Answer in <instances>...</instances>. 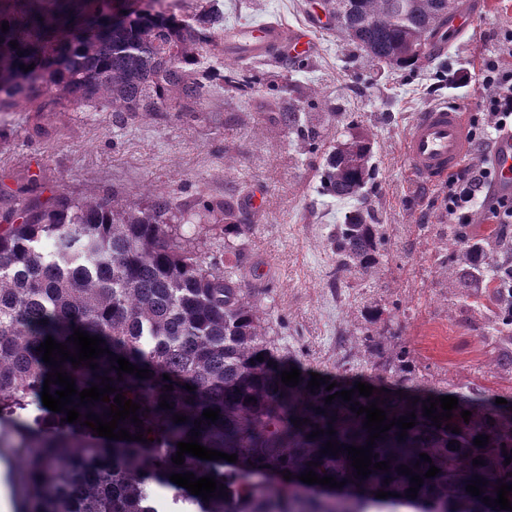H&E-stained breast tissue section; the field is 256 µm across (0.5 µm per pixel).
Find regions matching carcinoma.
<instances>
[{
	"instance_id": "carcinoma-1",
	"label": "carcinoma",
	"mask_w": 512,
	"mask_h": 512,
	"mask_svg": "<svg viewBox=\"0 0 512 512\" xmlns=\"http://www.w3.org/2000/svg\"><path fill=\"white\" fill-rule=\"evenodd\" d=\"M160 0H0V112L25 106L31 112L73 106L87 112L109 111L120 120L139 112H196L204 100L202 77L224 76V63L204 62V48L224 33L218 0L186 20L156 7ZM327 23L363 54L370 64L398 69L417 65L430 41L442 36L455 0H320ZM423 39L421 48L413 42ZM16 42L13 48L10 42ZM34 65L29 71L20 66ZM283 123L303 138L315 131L295 108L280 109ZM372 145L351 133L329 156L324 190L338 198L358 196L372 179ZM172 200L152 197L146 206L115 198H72L61 192L45 205H23L0 213V460L10 468L22 512H154L153 490L172 492L179 512H502L482 503L497 497L496 486L512 484V397L496 404V395L480 387H436L420 374L410 352L388 346L386 336L365 337L368 371L364 377L336 376L315 392L307 388L310 370L281 355L267 339L253 306L245 301L236 277L205 266L196 254L169 234ZM249 218L224 202V232L238 234ZM384 225L362 206L336 225L331 245L336 268L369 272L379 261ZM457 287L467 295L489 285L500 302L503 329L497 366L512 373V230L456 249L448 266ZM79 329L97 336L115 355L149 377L120 375L108 354L98 368L60 371L81 391L101 378L141 405L143 428L127 418L118 427L140 431L147 441L109 440L83 425L85 415L102 417L110 403L78 407L75 423L67 413L42 403L44 379L55 368L36 350L47 336L76 352L68 337ZM263 355L264 361L256 360ZM295 366L300 382H281ZM169 375L164 379L163 375ZM336 383L328 391L327 384ZM358 382L373 395L356 392L352 402L378 407L387 418L413 412L416 425L398 440L393 426L375 440L372 462L386 461L389 471L357 477L347 452L323 454L324 444L364 446L366 414L350 403L325 397L350 390ZM173 390H166L167 385ZM195 390H186V385ZM402 394H397V391ZM454 396L453 417L436 427L423 416L429 397ZM167 400L169 409L159 406ZM220 409L213 423L203 410ZM326 411L327 415L320 414ZM472 412L464 421L460 412ZM185 415L184 423L174 415ZM309 422L304 423L302 419ZM202 421L198 442L237 455L201 460L185 455L172 462L177 443ZM299 424H293V421ZM460 428L455 434L446 424ZM336 430L329 435L328 429ZM317 429L325 433L310 438ZM489 437L483 447L475 437ZM454 444H449V441ZM426 453L432 463L419 461ZM482 458L485 465L474 466ZM318 463L310 467L308 462ZM424 475L430 465L441 469L424 479L416 498L406 497L410 477L397 472L406 465ZM322 478L346 481L343 494L327 498L321 485L302 493L293 478L307 470ZM211 475L226 497L205 502L169 480L173 473ZM292 473V479L283 478ZM482 495L466 492L478 478ZM390 483H384L385 479ZM392 492L385 499L376 492Z\"/></svg>"
}]
</instances>
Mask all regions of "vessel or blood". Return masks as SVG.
<instances>
[{"instance_id":"vessel-or-blood-1","label":"vessel or blood","mask_w":512,"mask_h":512,"mask_svg":"<svg viewBox=\"0 0 512 512\" xmlns=\"http://www.w3.org/2000/svg\"><path fill=\"white\" fill-rule=\"evenodd\" d=\"M313 46L311 28H287L267 21L224 35V54L229 58L295 60L309 55ZM468 158V124L462 108L447 102L418 114L406 138L407 167L416 180L425 185L445 181ZM492 158L499 171L497 191L512 194V135L496 141Z\"/></svg>"}]
</instances>
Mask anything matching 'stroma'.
I'll use <instances>...</instances> for the list:
<instances>
[{
	"instance_id": "1",
	"label": "stroma",
	"mask_w": 512,
	"mask_h": 512,
	"mask_svg": "<svg viewBox=\"0 0 512 512\" xmlns=\"http://www.w3.org/2000/svg\"><path fill=\"white\" fill-rule=\"evenodd\" d=\"M225 24L272 20L314 26L315 52L296 63L266 59L245 93L211 82L199 112H142L119 122L108 112H0V210L116 194L176 205L171 226L205 265L237 277L279 351L329 376L365 371L366 333L406 346L433 382L512 395V373L496 368L499 324L489 289L466 297L448 276L444 184L412 180L406 133L419 112L454 103L472 112L486 91L480 61L504 29L512 0H496L476 26L411 69L372 65L333 27L315 24L312 0H220ZM466 87L437 84L455 69ZM304 107L317 131L298 138L267 102ZM373 143L377 174L362 196L324 192L321 172L347 128ZM263 189L241 234H225L220 204L238 189ZM371 207L384 224L382 257L369 274L336 269L330 237L345 214ZM383 312L369 323L372 309Z\"/></svg>"
}]
</instances>
